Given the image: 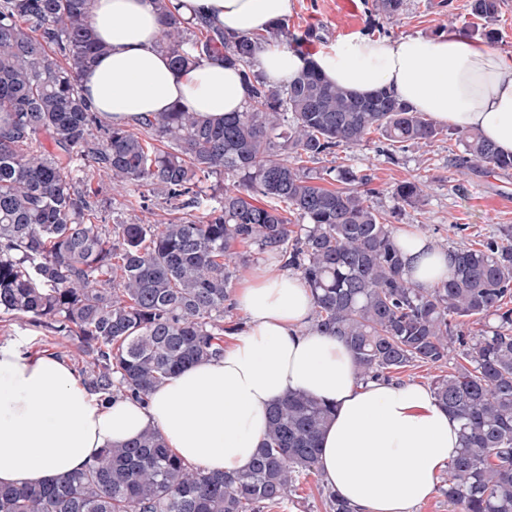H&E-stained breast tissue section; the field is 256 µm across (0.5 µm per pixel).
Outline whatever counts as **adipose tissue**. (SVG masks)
<instances>
[{
  "label": "adipose tissue",
  "instance_id": "obj_1",
  "mask_svg": "<svg viewBox=\"0 0 512 512\" xmlns=\"http://www.w3.org/2000/svg\"><path fill=\"white\" fill-rule=\"evenodd\" d=\"M293 11V0H183V20L205 17L230 34H255ZM90 27L103 51L79 80L94 110L115 125L181 104L208 118L246 108L239 71L221 59L176 70L160 47L154 0H94ZM269 85L306 66L360 95L384 90L439 124L478 130L512 154V56L448 29L435 38L353 35L316 52L266 46L257 54ZM404 274L430 288L454 257L417 232L399 233ZM246 321L219 359L187 366L144 401L101 402L54 356L0 347V485L39 487L148 429L210 474L247 469L268 410L291 392L334 406L319 440V468L356 512H412L459 452L457 420L418 383L361 381L352 351L316 330L299 274L277 268L245 277L236 293Z\"/></svg>",
  "mask_w": 512,
  "mask_h": 512
}]
</instances>
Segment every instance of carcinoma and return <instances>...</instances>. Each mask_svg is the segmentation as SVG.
Segmentation results:
<instances>
[{"label": "carcinoma", "mask_w": 512, "mask_h": 512, "mask_svg": "<svg viewBox=\"0 0 512 512\" xmlns=\"http://www.w3.org/2000/svg\"><path fill=\"white\" fill-rule=\"evenodd\" d=\"M163 48L177 69L220 55L239 68L246 110L220 119L174 107L137 120L146 136L106 124L80 96L79 79L103 51L90 32L92 0H0V317L61 333L88 357L85 383L104 399H144L163 379L224 355L230 287L247 249L285 259L311 290L316 327L354 352L359 377L386 378L418 364L436 375L432 393L459 422L460 449L444 491L454 512H512V227L478 247L453 250L448 281L424 288L403 274L394 228L352 167L317 183L305 160L368 140L386 153L437 138L444 129L377 92L358 96L313 66L283 91L256 69L263 45H297L284 22L264 34L227 36L201 19L186 26L155 0ZM405 0H375L379 15ZM501 0H470L496 39ZM460 175L509 171L504 155L472 129H452ZM91 158L130 197H161L183 212L166 224H95L98 190L80 176ZM225 176L210 194L198 183ZM397 199L416 205L424 184L404 181ZM495 316L471 336L463 326ZM334 408L304 393L269 409L249 467L211 475L147 430L103 448L79 471L43 487L0 486V512H263L318 474L321 434ZM326 512H353L324 483Z\"/></svg>", "instance_id": "obj_1"}]
</instances>
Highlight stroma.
Wrapping results in <instances>:
<instances>
[{
	"mask_svg": "<svg viewBox=\"0 0 512 512\" xmlns=\"http://www.w3.org/2000/svg\"><path fill=\"white\" fill-rule=\"evenodd\" d=\"M398 16H373V0H359L357 14L344 12L341 0H294L287 18L296 34H309L310 49L328 47L355 33L375 37H434L441 31L462 29L471 20L469 0H406ZM377 138L313 161L315 171L351 166L367 175L373 190L371 204L395 229L412 230L451 249L463 248L496 234L501 226L512 225V171H491L461 177L450 164L460 147L456 140L441 135L427 146L410 147L387 158L378 150ZM85 170L92 186L101 190L103 201L99 221L103 224H162L173 213L160 198L146 204L127 203L123 193L113 190L107 178L98 174L94 163ZM425 182V198L408 205L392 193L403 181ZM0 345H13L33 356L51 355L70 366L79 356L68 338L19 321L0 320Z\"/></svg>",
	"mask_w": 512,
	"mask_h": 512,
	"instance_id": "35a3bbf8",
	"label": "stroma"
}]
</instances>
